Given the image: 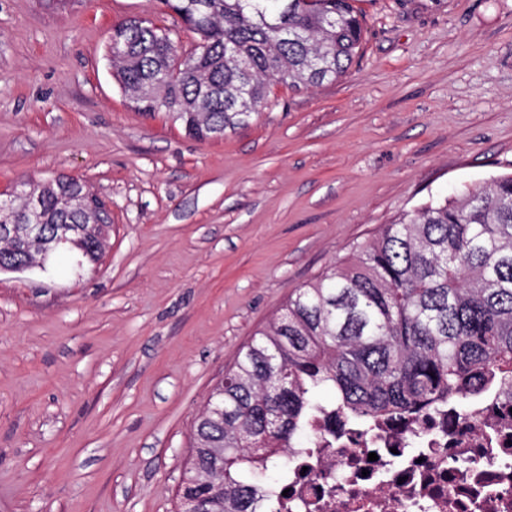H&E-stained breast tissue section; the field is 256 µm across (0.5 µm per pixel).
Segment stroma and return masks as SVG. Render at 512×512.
<instances>
[{"mask_svg": "<svg viewBox=\"0 0 512 512\" xmlns=\"http://www.w3.org/2000/svg\"><path fill=\"white\" fill-rule=\"evenodd\" d=\"M349 74L271 81L196 141L128 107L113 25L158 0H0V186L78 177L96 267L0 273V512H182L194 421L252 332L399 213L512 173V0H359Z\"/></svg>", "mask_w": 512, "mask_h": 512, "instance_id": "1", "label": "stroma"}]
</instances>
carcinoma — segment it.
I'll return each mask as SVG.
<instances>
[{"label":"carcinoma","instance_id":"cac0c4a2","mask_svg":"<svg viewBox=\"0 0 512 512\" xmlns=\"http://www.w3.org/2000/svg\"><path fill=\"white\" fill-rule=\"evenodd\" d=\"M196 35L182 50L148 18L112 28L106 57L130 107L158 113L196 139L220 138L267 105L272 80L318 87L345 77L364 39L354 0H160ZM13 201V224H80L67 208L85 191L57 175ZM93 228L84 261L100 260ZM34 245L0 246V267ZM512 379V174L429 201L356 242L298 288L253 333L192 430L182 509L273 512L250 476L317 444L318 415L374 432L391 418L468 400ZM335 393L325 406L316 393Z\"/></svg>","mask_w":512,"mask_h":512}]
</instances>
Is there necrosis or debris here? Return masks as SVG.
Segmentation results:
<instances>
[{"mask_svg": "<svg viewBox=\"0 0 512 512\" xmlns=\"http://www.w3.org/2000/svg\"><path fill=\"white\" fill-rule=\"evenodd\" d=\"M316 428L322 447L288 451L278 512H512V384L467 413L446 404L370 438Z\"/></svg>", "mask_w": 512, "mask_h": 512, "instance_id": "necrosis-or-debris-1", "label": "necrosis or debris"}]
</instances>
